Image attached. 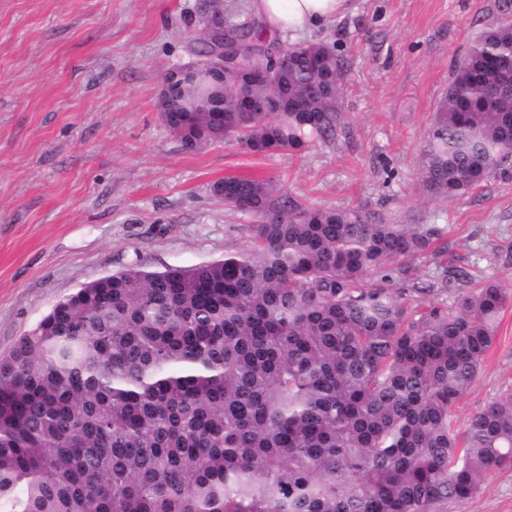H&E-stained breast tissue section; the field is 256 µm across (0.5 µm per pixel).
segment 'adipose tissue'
<instances>
[{
    "instance_id": "adipose-tissue-1",
    "label": "adipose tissue",
    "mask_w": 512,
    "mask_h": 512,
    "mask_svg": "<svg viewBox=\"0 0 512 512\" xmlns=\"http://www.w3.org/2000/svg\"><path fill=\"white\" fill-rule=\"evenodd\" d=\"M348 0H249L267 31L293 36L341 15Z\"/></svg>"
}]
</instances>
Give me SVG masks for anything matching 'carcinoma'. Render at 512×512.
<instances>
[{"label": "carcinoma", "mask_w": 512, "mask_h": 512, "mask_svg": "<svg viewBox=\"0 0 512 512\" xmlns=\"http://www.w3.org/2000/svg\"><path fill=\"white\" fill-rule=\"evenodd\" d=\"M499 8L436 104L429 197L481 184L512 153V94L499 92L512 0ZM236 44L268 83L166 74L159 107L184 149L299 150L332 130L330 45H285L276 60L248 20L200 35L195 56ZM247 97L274 105L241 112ZM211 191L256 218L249 249L97 278L0 358V512H445L512 467V394L454 420L511 293L450 265L440 288L407 287L411 260L444 254L432 227L288 209L254 177Z\"/></svg>", "instance_id": "obj_1"}]
</instances>
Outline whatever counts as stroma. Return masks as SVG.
Masks as SVG:
<instances>
[{
	"instance_id": "obj_1",
	"label": "stroma",
	"mask_w": 512,
	"mask_h": 512,
	"mask_svg": "<svg viewBox=\"0 0 512 512\" xmlns=\"http://www.w3.org/2000/svg\"><path fill=\"white\" fill-rule=\"evenodd\" d=\"M497 3L351 0L299 37L341 61L333 133L255 155L221 141L186 151L163 120L165 75L193 57L194 0H0V356L96 278L249 248L254 217L211 192L227 175L273 180L292 206L436 225L454 266L512 291V160L445 200L419 180L436 102ZM508 394L512 304L456 422ZM447 512H512V467Z\"/></svg>"
}]
</instances>
